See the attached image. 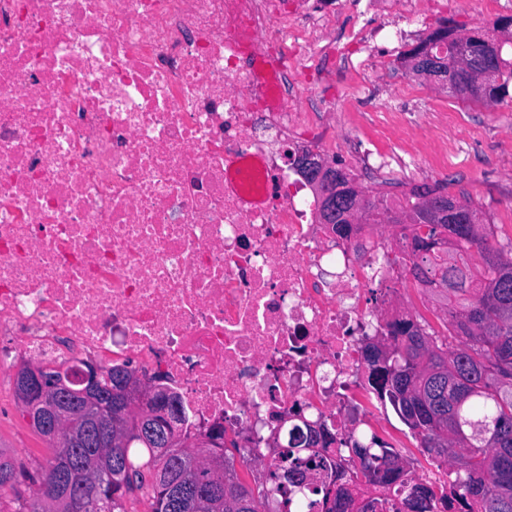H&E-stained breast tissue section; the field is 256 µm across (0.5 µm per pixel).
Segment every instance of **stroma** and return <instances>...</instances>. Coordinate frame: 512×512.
I'll return each mask as SVG.
<instances>
[{"instance_id": "stroma-1", "label": "stroma", "mask_w": 512, "mask_h": 512, "mask_svg": "<svg viewBox=\"0 0 512 512\" xmlns=\"http://www.w3.org/2000/svg\"><path fill=\"white\" fill-rule=\"evenodd\" d=\"M419 6L423 15L418 21L400 24L403 50L445 26L458 37L477 30L487 33L501 45L503 57L512 61V27L496 28L500 17L512 15L511 9L479 15L468 0H449L447 11L439 14L432 13L431 0H420ZM371 82L377 93L362 101L360 111L324 116L342 146L334 164L352 168L357 186L369 199L399 197L416 184L447 183L450 194L470 199L480 209L496 238L512 237V98L499 103L450 97L441 82L413 74L396 55L386 59ZM394 107L401 108V120H393ZM394 146L408 150L398 164L351 165L352 158L363 152ZM413 150L436 157V164L417 167L409 156ZM0 453L20 474L16 484L0 489V512H14L17 500L32 498L35 486L30 477L51 449L23 416L11 380L0 382Z\"/></svg>"}]
</instances>
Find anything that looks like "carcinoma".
<instances>
[{"mask_svg":"<svg viewBox=\"0 0 512 512\" xmlns=\"http://www.w3.org/2000/svg\"><path fill=\"white\" fill-rule=\"evenodd\" d=\"M458 52L459 39L436 31L404 59H435L434 74L448 81V94L457 99L502 101L509 95L512 63L496 40L469 36L466 68L455 66ZM484 70L492 82L479 89L472 72ZM444 190L437 184L411 187L404 211L415 226L414 251L423 252L410 261L409 273L424 293L444 302V331L405 317L391 323V342H366L362 353L372 367L376 400L391 405L423 448L453 469L451 485L419 487L421 512L453 504L458 512H512V239L492 242L484 224L429 223L419 198ZM131 381L139 378L128 367H104L98 391L105 398L109 389ZM67 404L82 413L87 427L102 416L76 393ZM149 407L166 415L137 418L123 394L112 395V412H122L125 427L123 441L112 448H61L38 417H30L53 448L33 483L71 472L77 481L60 486L53 504L35 491L18 512H68L69 499L83 486L89 492L82 496V512H226L227 499L237 503L235 512H267L270 499L292 492L307 472L323 466L302 454L321 432L297 425L270 488L254 490L242 482L225 443H210L204 454L190 441L175 396L158 391ZM347 447L362 463L357 479L364 483L385 485L404 472L395 448L374 434L364 442L351 437Z\"/></svg>","mask_w":512,"mask_h":512,"instance_id":"carcinoma-1","label":"carcinoma"}]
</instances>
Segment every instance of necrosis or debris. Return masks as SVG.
<instances>
[{
  "label": "necrosis or debris",
  "instance_id": "necrosis-or-debris-1",
  "mask_svg": "<svg viewBox=\"0 0 512 512\" xmlns=\"http://www.w3.org/2000/svg\"><path fill=\"white\" fill-rule=\"evenodd\" d=\"M380 3L340 43L328 0H0V380L20 357L139 360L192 433L244 439L258 488L303 410L330 438L306 489H344L336 512H418L445 460L359 489L339 452L378 429L362 344L422 299L414 228L337 236L292 159L340 147L301 92L332 77L358 110L377 41L419 16Z\"/></svg>",
  "mask_w": 512,
  "mask_h": 512
}]
</instances>
